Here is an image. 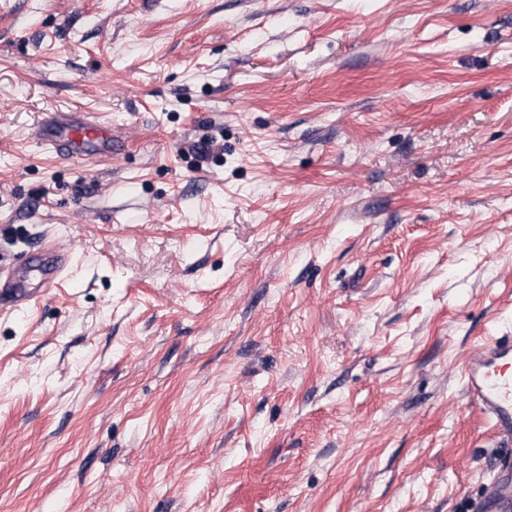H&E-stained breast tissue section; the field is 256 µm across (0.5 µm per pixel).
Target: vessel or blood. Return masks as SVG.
Masks as SVG:
<instances>
[{
	"label": "vessel or blood",
	"mask_w": 512,
	"mask_h": 512,
	"mask_svg": "<svg viewBox=\"0 0 512 512\" xmlns=\"http://www.w3.org/2000/svg\"><path fill=\"white\" fill-rule=\"evenodd\" d=\"M37 140L42 150L60 158L109 157L121 150L110 125L77 118L43 124ZM39 250L40 262L29 278H21L13 268L0 270L1 307L27 309L42 299L43 289L59 283L66 257L46 238L41 239ZM461 380L468 398L490 418L498 436L512 441V336H494L478 344L461 362ZM469 512H512V454L498 460L482 498Z\"/></svg>",
	"instance_id": "b4317fda"
}]
</instances>
